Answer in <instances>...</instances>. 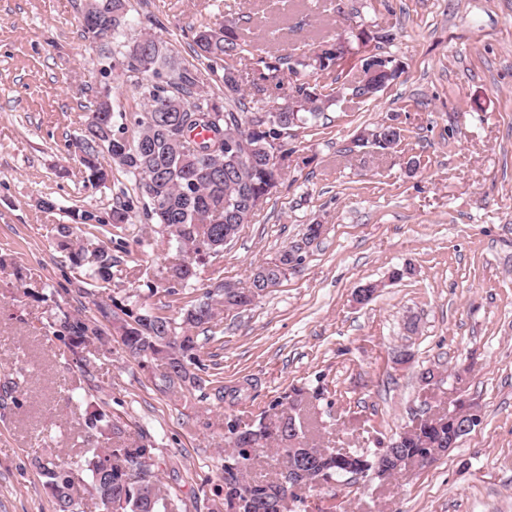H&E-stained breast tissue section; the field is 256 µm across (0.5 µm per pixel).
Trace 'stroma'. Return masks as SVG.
I'll use <instances>...</instances> for the list:
<instances>
[{
    "label": "stroma",
    "instance_id": "stroma-1",
    "mask_svg": "<svg viewBox=\"0 0 512 512\" xmlns=\"http://www.w3.org/2000/svg\"><path fill=\"white\" fill-rule=\"evenodd\" d=\"M84 4L0 0V512H53L29 460L80 452L87 396L127 437L153 441L155 471L187 512H208L224 503L227 420L273 419L296 388L317 446L367 455L456 401L482 412L429 466L303 490L300 512H512V0H129L122 37L105 45L83 38ZM228 21L262 56H312L344 40L343 62L325 77L336 103L294 129L276 192L198 264L190 288L171 293L167 269L185 254L142 209L107 229L79 227L74 247L106 248L115 261L111 285L99 286L59 248L57 227L78 209L109 217L139 190L118 167L91 186L77 142L102 95L118 116L143 104L139 74L100 69L152 33L222 96L224 67L197 57L192 33ZM375 53L394 58L400 76L375 97L350 98ZM238 69L245 94L269 108L314 78L307 67L261 93L254 62ZM389 121L401 130L396 148L361 143ZM310 224L323 227L311 242ZM291 249L302 260L287 278L248 309L220 312L217 340L200 343L208 375L240 388L239 399L210 384L170 392L164 359L118 343L125 310L180 319L188 301L247 284ZM406 264L413 275L391 281ZM367 282L379 289L357 303ZM66 313L100 319L110 343L69 348L52 328ZM428 369L445 375L441 389L422 383Z\"/></svg>",
    "mask_w": 512,
    "mask_h": 512
}]
</instances>
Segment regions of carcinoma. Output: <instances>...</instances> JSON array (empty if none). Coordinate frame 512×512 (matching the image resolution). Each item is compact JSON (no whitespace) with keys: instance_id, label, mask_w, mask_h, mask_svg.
<instances>
[{"instance_id":"cac0c4a2","label":"carcinoma","mask_w":512,"mask_h":512,"mask_svg":"<svg viewBox=\"0 0 512 512\" xmlns=\"http://www.w3.org/2000/svg\"><path fill=\"white\" fill-rule=\"evenodd\" d=\"M84 10L95 17L94 24L83 27L85 39L104 42L120 34L128 14V0H86ZM136 43L142 55L133 60L126 55L122 64L147 76V83L141 85L143 110L135 116L137 136L131 140L125 127L112 121L96 122L91 115L82 140L80 163L91 183L104 185L109 170L102 165L99 154L107 152L114 165L139 181L142 196L148 199L144 208L146 220L167 226L178 238H193L195 249L187 264L170 268V277L186 286L197 275L188 267L198 257L224 248V228L230 226L233 233H238L242 225L250 222L252 198L265 194L266 187L280 179L281 169L270 162L261 146L269 147L276 141L277 150L288 153V131L322 115L335 104L336 92L318 82L295 87L293 105L266 113L272 126L256 133L245 118L260 110L246 102L235 70L224 67V99L220 100L200 86L192 71L175 65L164 41L144 33ZM193 43L196 55L210 62L232 59L250 47L239 38L233 25L201 28L194 33ZM344 56L341 45L333 56L318 54L311 65L303 59L296 60L288 69L310 65L323 72L339 65ZM284 61L283 57L272 62L258 59L262 65L259 79L281 86L279 75ZM397 76L398 70L388 57L385 68L377 70L376 76L350 87L351 96L371 98ZM212 115L221 117V127L209 120ZM400 136V129L381 124L362 141L386 151L398 143ZM242 137L250 138L255 150L234 162H224L226 145ZM131 210L132 204L127 202L113 209L107 222L97 212L84 209L74 214V220L91 226L124 224ZM112 268V254L101 249L92 262L89 277L105 287L112 282ZM243 292L242 287L226 285L193 299L181 312L179 323L151 310L126 311L127 319L120 327L121 344L133 355L163 356L167 365L163 381L167 387L189 382L201 389L206 379L189 373L186 366V361L196 359L199 349L192 330L207 332L217 325L214 296L222 297L224 307L230 309L240 306ZM90 335H101L95 323L68 314L63 315L55 330V336L72 347L80 346ZM84 425L85 448L80 455L68 461L52 456L31 460L52 498L54 512H79L78 488L70 479L75 471L94 491L96 512H183V500L164 489L154 470L156 448L151 441L144 436L139 440L125 438L120 421L93 401L86 403ZM307 432L305 422L288 415L280 416L274 426L262 421L244 431L237 430L235 423L229 424L225 442L231 455L246 459L248 449L257 443L263 448L276 445L282 465L273 481L253 479L242 469L224 467V504L233 512H290V469L304 472L308 482L319 471L334 478L373 470L376 477L388 479L394 476L390 472L392 459L414 458L426 448H440L450 438L457 441L463 437L448 418H425L419 421L413 436L397 437L385 453L371 459L340 451L313 455L304 443Z\"/></svg>"}]
</instances>
